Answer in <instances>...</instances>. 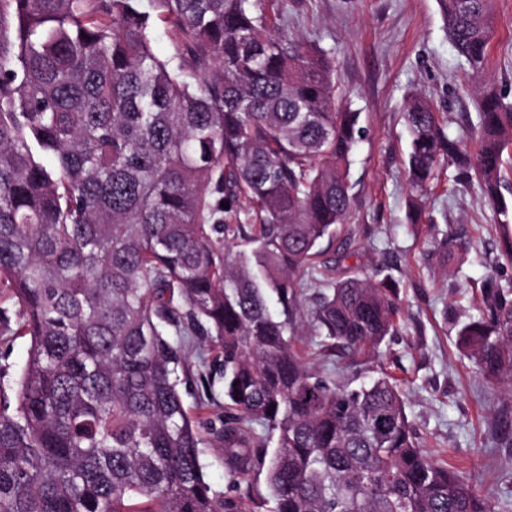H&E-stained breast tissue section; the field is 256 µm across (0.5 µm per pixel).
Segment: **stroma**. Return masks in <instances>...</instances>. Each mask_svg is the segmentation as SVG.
I'll return each instance as SVG.
<instances>
[{"label":"stroma","mask_w":512,"mask_h":512,"mask_svg":"<svg viewBox=\"0 0 512 512\" xmlns=\"http://www.w3.org/2000/svg\"><path fill=\"white\" fill-rule=\"evenodd\" d=\"M289 31L320 47L340 85L336 105L360 115L365 129L351 158L353 211L336 251L346 253L337 275L374 270L401 288L403 325L372 364L403 385L407 414L420 446L466 478L493 512H512V400L485 382L460 355L445 320L474 315L483 281L500 271V231L477 188L441 174L426 203L433 222L410 223L409 150L403 112L411 95L431 101L448 134L476 149L478 82L512 90V0H494L488 67L474 79L448 39L439 0H266ZM466 225L474 248L461 272L445 273L434 248L439 227ZM206 479L239 498L265 490L263 477L229 487L218 449L203 445Z\"/></svg>","instance_id":"obj_1"}]
</instances>
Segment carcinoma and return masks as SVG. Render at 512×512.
<instances>
[{
  "label": "carcinoma",
  "mask_w": 512,
  "mask_h": 512,
  "mask_svg": "<svg viewBox=\"0 0 512 512\" xmlns=\"http://www.w3.org/2000/svg\"><path fill=\"white\" fill-rule=\"evenodd\" d=\"M149 2L0 0V289L20 309L0 307V336L29 340L16 376L0 365V512H491L421 449L397 378L336 382L337 358L366 365L398 331L402 299L326 257L364 128L336 110L325 54L261 0ZM440 4L483 74L490 0ZM158 21L188 64L155 55ZM405 119L410 221L446 163L500 216L512 265L507 95L480 90L474 152L421 96ZM438 247L458 269L473 241L445 231ZM452 327L512 395V280L487 277ZM191 344L216 353L217 423ZM206 442L229 484L262 474L266 495L215 492Z\"/></svg>",
  "instance_id": "carcinoma-1"
}]
</instances>
